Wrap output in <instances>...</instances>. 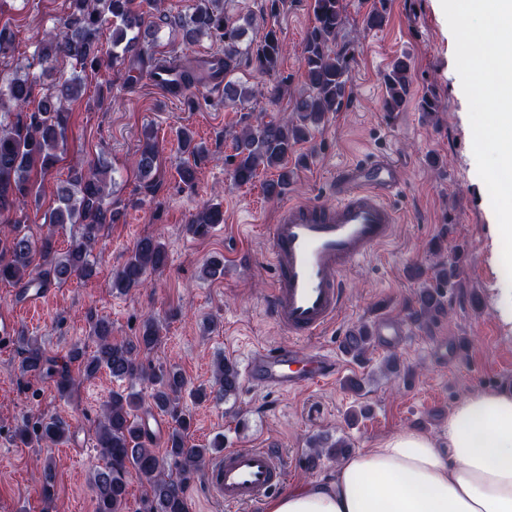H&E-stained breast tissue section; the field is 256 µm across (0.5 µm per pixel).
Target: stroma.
<instances>
[{
	"label": "stroma",
	"mask_w": 512,
	"mask_h": 512,
	"mask_svg": "<svg viewBox=\"0 0 512 512\" xmlns=\"http://www.w3.org/2000/svg\"><path fill=\"white\" fill-rule=\"evenodd\" d=\"M375 0H345L344 41L352 52L350 92L335 112L297 144L289 162L293 171L280 197L267 198L263 186L273 179L260 172L251 184L237 185L225 158L231 140L255 116L277 120L293 108L291 97L272 100L273 82L251 66L236 77L254 91L244 105H228L220 92L201 91L194 102L156 89L147 73L125 69L93 73L83 96L72 103L68 139L48 174H33L35 193L27 213L31 232H38L45 213L55 205L57 183L67 179L76 161L106 163L112 197L124 212L118 223L101 231L97 273L88 280L49 285L41 307L19 317L16 289L0 284V320L17 319V332L37 340L46 354L65 363L79 346L93 351L91 317L112 323V339L137 336L146 318L160 327L161 343L149 356L155 368H175L190 390L182 403L193 424L191 445L223 437L228 448L281 449L287 484L326 475L336 459L321 458L308 467L316 438H346L350 450L372 447L404 429H417L444 441L448 413L462 398L482 389L512 386V331L497 319L486 300L496 281L491 226L504 205L491 189L490 164L497 153L493 114L478 90L479 74L470 53L471 40L461 33L467 15L459 0H385L387 22L363 31L362 18ZM193 0H165L168 24L141 29L140 43L159 60H194L216 53L221 45L209 38L183 41L172 19L189 13ZM311 0H282L276 15L268 0H224V10L259 38L265 24H275L288 47L281 74L292 86L303 83V41L313 23ZM66 0H0V28L15 35L11 58L0 74L11 75L30 58L46 25L63 17ZM411 61L410 99L395 118L384 114L382 77L393 58ZM108 86L98 102L100 86ZM435 93L440 109L424 117L418 102ZM191 130L209 151L194 187L179 181L181 129ZM157 141L158 167L143 181L136 167L144 132ZM381 153L399 161L400 185L390 202L400 214L392 240L350 268L345 275L346 305L324 334L304 339L306 354L325 350L342 365L332 382L283 394L245 380L235 397H215L214 366L219 358L243 365L257 347L288 343L289 337L267 309L273 286L269 227L288 201L333 204L330 181L336 170ZM220 205L224 221L204 238L186 231L203 203ZM144 237L161 241L166 267L150 274L145 288L122 295L112 289V274ZM224 262V274L203 278L209 259ZM455 261L461 286L446 293V310L431 323L414 313L421 280L414 268L431 270L437 258ZM407 324L406 342L393 349L372 347L356 361L342 350L355 326L373 324L378 315ZM17 342L0 343V512H94L91 475L104 461L96 449V421L113 392L133 386L142 398L152 387L136 380L117 381L107 371L88 378L70 370V389L59 394L52 380L21 375ZM395 360L397 372L387 371ZM361 380L359 392L347 387ZM202 386L209 400L195 403L192 388ZM46 414L65 421L70 433L58 446L40 448L14 435L23 417ZM51 459L45 472L43 459ZM52 479L55 495L45 501L42 486Z\"/></svg>",
	"instance_id": "obj_1"
}]
</instances>
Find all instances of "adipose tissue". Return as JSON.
I'll return each mask as SVG.
<instances>
[{
	"mask_svg": "<svg viewBox=\"0 0 512 512\" xmlns=\"http://www.w3.org/2000/svg\"><path fill=\"white\" fill-rule=\"evenodd\" d=\"M482 94L494 114L499 163L512 168V0H472ZM499 321L512 329V208L493 227ZM264 512H512V387L473 393L448 416V444L404 430L288 487Z\"/></svg>",
	"mask_w": 512,
	"mask_h": 512,
	"instance_id": "obj_1",
	"label": "adipose tissue"
}]
</instances>
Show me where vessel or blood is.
Listing matches in <instances>:
<instances>
[{
    "mask_svg": "<svg viewBox=\"0 0 512 512\" xmlns=\"http://www.w3.org/2000/svg\"><path fill=\"white\" fill-rule=\"evenodd\" d=\"M150 80L171 95L183 93L172 68H155ZM397 185L394 161L378 155L340 172L335 206L291 202L281 209L269 232L274 270L269 310L293 342L255 349L245 365L247 379L291 393L339 374V366L325 352L303 361L298 341L327 331L346 301V271L391 239L399 215L387 198ZM372 334L379 346L393 348L404 341L406 328L383 316ZM285 477L279 449L232 448L212 463L207 482L228 512H238L274 491Z\"/></svg>",
    "mask_w": 512,
    "mask_h": 512,
    "instance_id": "b4317fda",
    "label": "vessel or blood"
}]
</instances>
